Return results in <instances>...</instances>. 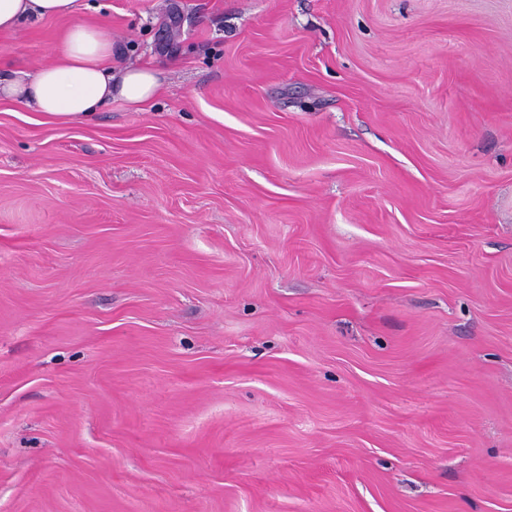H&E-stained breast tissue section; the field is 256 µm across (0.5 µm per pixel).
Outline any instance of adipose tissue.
<instances>
[{
  "label": "adipose tissue",
  "mask_w": 512,
  "mask_h": 512,
  "mask_svg": "<svg viewBox=\"0 0 512 512\" xmlns=\"http://www.w3.org/2000/svg\"><path fill=\"white\" fill-rule=\"evenodd\" d=\"M79 0H0V32L51 17H68ZM154 69L112 71V41L97 25L76 23L64 33L54 61L35 71L0 63V96L49 122L78 123L121 99L138 106L157 93Z\"/></svg>",
  "instance_id": "1"
}]
</instances>
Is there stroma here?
Wrapping results in <instances>:
<instances>
[{"mask_svg":"<svg viewBox=\"0 0 512 512\" xmlns=\"http://www.w3.org/2000/svg\"><path fill=\"white\" fill-rule=\"evenodd\" d=\"M88 2L161 91L0 100V512H512V0Z\"/></svg>","mask_w":512,"mask_h":512,"instance_id":"35a3bbf8","label":"stroma"}]
</instances>
